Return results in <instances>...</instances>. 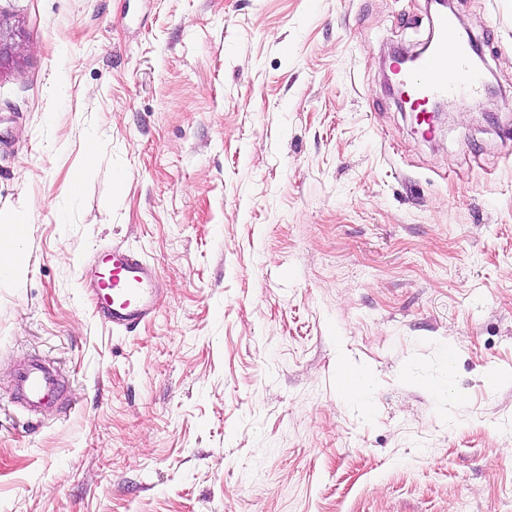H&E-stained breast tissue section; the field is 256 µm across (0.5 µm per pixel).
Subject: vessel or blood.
Segmentation results:
<instances>
[{
	"instance_id": "b4317fda",
	"label": "vessel or blood",
	"mask_w": 512,
	"mask_h": 512,
	"mask_svg": "<svg viewBox=\"0 0 512 512\" xmlns=\"http://www.w3.org/2000/svg\"><path fill=\"white\" fill-rule=\"evenodd\" d=\"M431 32L435 47L414 66L394 65V79L407 98L422 136L435 132L430 103L438 99L463 97L478 102L481 80L470 64V51L462 42L455 21L434 16ZM156 273L141 256L115 243L102 250L87 270L84 286L99 302V313L112 327L129 330L147 321L153 308L150 298ZM17 403L31 415L61 397L59 374L34 359L21 368L13 380Z\"/></svg>"
}]
</instances>
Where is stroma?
<instances>
[{
	"label": "stroma",
	"instance_id": "35a3bbf8",
	"mask_svg": "<svg viewBox=\"0 0 512 512\" xmlns=\"http://www.w3.org/2000/svg\"><path fill=\"white\" fill-rule=\"evenodd\" d=\"M452 8L497 93L426 140L386 65L427 0H0V512H512V0ZM28 224L22 220L3 221L0 225V269H16L18 263L17 243L22 242ZM156 273L141 256L120 243L102 250L87 270L84 288L99 300L97 313L117 329L129 330L147 321ZM13 391L16 402L31 415L61 398L59 374L38 359L31 360L15 375Z\"/></svg>",
	"mask_w": 512,
	"mask_h": 512
}]
</instances>
